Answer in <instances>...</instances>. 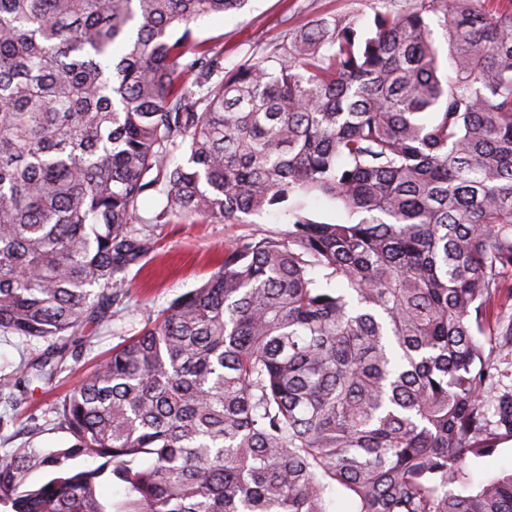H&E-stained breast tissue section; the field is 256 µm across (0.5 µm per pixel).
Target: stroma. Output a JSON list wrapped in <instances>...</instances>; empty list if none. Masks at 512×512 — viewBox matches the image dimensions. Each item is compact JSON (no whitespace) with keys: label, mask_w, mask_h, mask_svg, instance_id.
<instances>
[{"label":"stroma","mask_w":512,"mask_h":512,"mask_svg":"<svg viewBox=\"0 0 512 512\" xmlns=\"http://www.w3.org/2000/svg\"><path fill=\"white\" fill-rule=\"evenodd\" d=\"M355 9L367 17L372 14L369 0H250L239 12L199 20L194 30L198 39L223 49L229 69L282 40L288 29L312 15H342ZM287 229L288 216L280 210L248 216L243 224L176 220L159 228L156 250L145 258L141 271L129 273L123 300L113 306L111 317L69 338L51 388H19L10 400L0 396V457L16 448L70 445L73 438L60 425L57 409L83 377L137 333L148 313L168 308L207 280L226 244L242 236H279ZM46 349L43 341L0 335V374L23 368Z\"/></svg>","instance_id":"obj_1"}]
</instances>
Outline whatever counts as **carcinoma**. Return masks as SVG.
Wrapping results in <instances>:
<instances>
[{"label":"carcinoma","mask_w":512,"mask_h":512,"mask_svg":"<svg viewBox=\"0 0 512 512\" xmlns=\"http://www.w3.org/2000/svg\"><path fill=\"white\" fill-rule=\"evenodd\" d=\"M247 2L0 0V334L50 342L0 393L121 303L145 193L153 224H289L65 397L71 445L1 457L0 512H111L112 475L117 512H512V471L471 472L512 439L485 353L512 345V0H376L226 69L194 24ZM303 202L306 204L305 209L312 213L316 220L336 223L346 219L342 211L337 210L335 205L324 198L309 197L304 198Z\"/></svg>","instance_id":"cac0c4a2"}]
</instances>
